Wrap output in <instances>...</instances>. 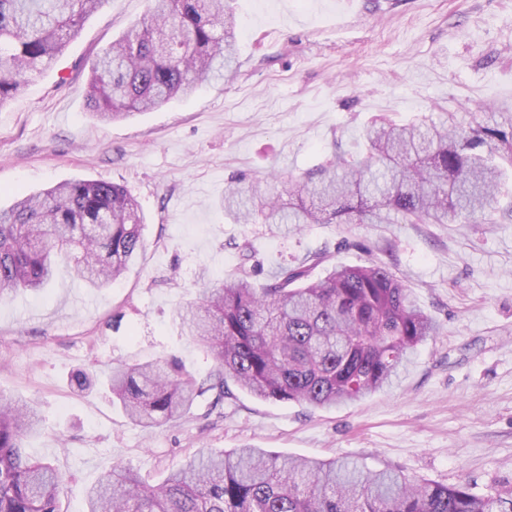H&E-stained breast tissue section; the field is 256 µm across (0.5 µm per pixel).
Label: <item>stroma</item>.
Wrapping results in <instances>:
<instances>
[{"label":"stroma","instance_id":"stroma-1","mask_svg":"<svg viewBox=\"0 0 512 512\" xmlns=\"http://www.w3.org/2000/svg\"><path fill=\"white\" fill-rule=\"evenodd\" d=\"M237 72L167 106L103 123L87 109L97 56L149 0H103L42 73L0 106V206L57 182L124 186L144 246L102 289L60 276L41 295L0 301V393L35 404L26 446L61 473L63 512L112 468L148 483L203 448L249 444L281 456L360 457L480 494H512V218L493 224H237L229 186L309 171L355 151L377 116L406 124L453 114L467 126L512 106V0H231ZM261 277L315 251L384 262L439 325L391 386L317 410L241 389L207 392L174 426L129 423L105 381L120 362L163 358L203 378L215 363L181 329L203 279ZM93 376L87 390L71 378Z\"/></svg>","mask_w":512,"mask_h":512}]
</instances>
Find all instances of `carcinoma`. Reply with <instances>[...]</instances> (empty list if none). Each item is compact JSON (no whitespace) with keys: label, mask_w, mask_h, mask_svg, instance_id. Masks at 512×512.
I'll use <instances>...</instances> for the list:
<instances>
[{"label":"carcinoma","mask_w":512,"mask_h":512,"mask_svg":"<svg viewBox=\"0 0 512 512\" xmlns=\"http://www.w3.org/2000/svg\"><path fill=\"white\" fill-rule=\"evenodd\" d=\"M102 0H0V106L58 57ZM225 0H152L93 65L87 95L104 121L159 108L197 82L236 71ZM512 178V108L484 123L398 125L378 118L363 149L288 177V200L255 183L220 206L240 224L493 223ZM134 198L107 181L67 180L0 209V300L41 293L60 267L90 288L120 278L142 247ZM322 252L259 285L241 268L180 307L183 329L215 360L199 381L162 360L119 363L112 401L144 429L176 424L197 397L233 382L257 398L332 408L393 382L438 325L389 268L332 265ZM35 413L0 396V512H62L59 473L24 448ZM85 512H512V499L470 484L371 471L358 459L273 456L245 445L189 457L160 484L111 471L85 491Z\"/></svg>","instance_id":"obj_1"}]
</instances>
